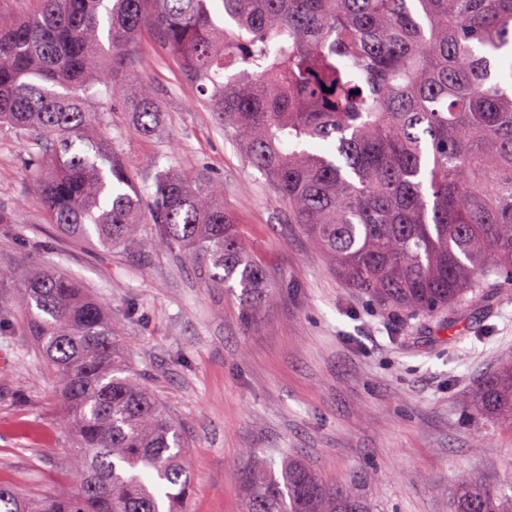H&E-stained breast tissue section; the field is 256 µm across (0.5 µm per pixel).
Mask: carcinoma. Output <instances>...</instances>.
Masks as SVG:
<instances>
[{"label": "carcinoma", "mask_w": 512, "mask_h": 512, "mask_svg": "<svg viewBox=\"0 0 512 512\" xmlns=\"http://www.w3.org/2000/svg\"><path fill=\"white\" fill-rule=\"evenodd\" d=\"M209 2L39 0L0 25V125L37 147L22 165L48 223L107 250L180 247L239 292L247 319L273 300L224 185L157 158L133 171L93 105L104 84L141 135L163 131L139 70L149 28L348 285L413 315L512 277V86L496 75L512 0H222V25ZM6 279L72 417L80 491L28 500L0 485V512H184V434L112 318L72 275L29 266ZM476 406L512 424V361L480 382ZM242 483L245 512H367L298 459L277 471L255 456ZM509 489L475 484L457 512H512Z\"/></svg>", "instance_id": "carcinoma-1"}]
</instances>
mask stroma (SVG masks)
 I'll use <instances>...</instances> for the list:
<instances>
[{
	"label": "stroma",
	"instance_id": "stroma-1",
	"mask_svg": "<svg viewBox=\"0 0 512 512\" xmlns=\"http://www.w3.org/2000/svg\"><path fill=\"white\" fill-rule=\"evenodd\" d=\"M141 75L165 115L134 133L110 107L131 167L144 157L207 170L265 268L274 300L252 320L180 248L102 250L47 224L20 157L30 143L0 128V267L74 273L116 323L131 367L180 424L193 462L190 512H243L248 452L297 457L327 485L350 486L369 512H455L462 483L512 479V425L475 410L483 376L512 359V286L481 282L467 304L430 317L375 304L332 270L284 204L247 167L176 61L143 31ZM454 331H447L449 320ZM0 335V483L35 498L66 488L70 428L56 380L22 318Z\"/></svg>",
	"mask_w": 512,
	"mask_h": 512
}]
</instances>
